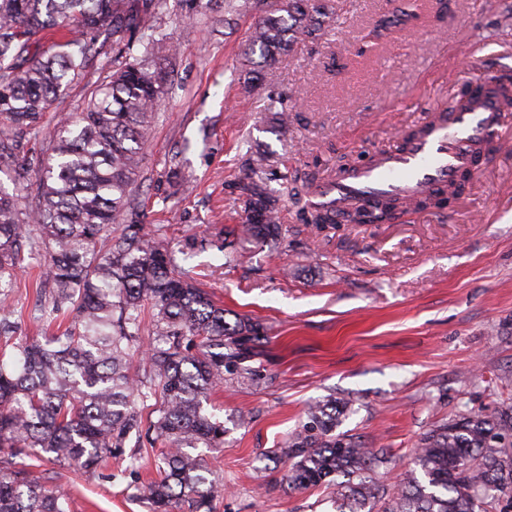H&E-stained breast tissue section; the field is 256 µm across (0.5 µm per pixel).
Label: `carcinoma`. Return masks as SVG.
I'll list each match as a JSON object with an SVG mask.
<instances>
[{
	"label": "carcinoma",
	"mask_w": 512,
	"mask_h": 512,
	"mask_svg": "<svg viewBox=\"0 0 512 512\" xmlns=\"http://www.w3.org/2000/svg\"><path fill=\"white\" fill-rule=\"evenodd\" d=\"M182 0H0V300L17 273L46 249L39 280L50 285L41 320L62 330L19 342L14 313L0 309V448L14 455L42 452L79 470L93 469L135 440L128 467L142 447H160L157 476L148 486L152 512H211L222 491L210 477L200 448L224 447V423L204 403L228 376L255 374L263 328L244 317L226 321L224 308L199 287L187 255L160 241L139 220L132 188L155 112L168 91L178 48L154 24ZM419 0H402L383 16L375 37L418 15ZM329 17L326 3L273 0L252 27L249 48L259 50L255 72L272 69L294 44L313 39ZM66 29L35 53L40 34ZM112 43L106 80L81 108L45 121L53 103ZM267 109L282 128L295 106L271 99ZM34 139L30 156L14 163L17 139ZM269 158L250 159L241 181L246 238L277 245L281 202L289 200L305 224H333L311 202V190L283 176L274 189L259 178ZM38 174L34 200L25 172ZM467 174L441 197L423 196L415 208L441 207L469 187ZM406 210L384 195L372 210L352 216L366 224ZM152 316L158 336L133 367V349ZM160 396L154 420L135 400ZM346 399L310 407L288 441L289 484H336V512H512V407L469 411L423 437L415 467L392 492L370 472L384 464L372 448L334 435ZM0 512H70L68 497L23 467L0 464Z\"/></svg>",
	"instance_id": "obj_1"
}]
</instances>
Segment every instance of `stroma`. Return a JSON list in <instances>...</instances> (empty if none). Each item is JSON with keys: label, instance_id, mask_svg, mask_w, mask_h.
<instances>
[{"label": "stroma", "instance_id": "35a3bbf8", "mask_svg": "<svg viewBox=\"0 0 512 512\" xmlns=\"http://www.w3.org/2000/svg\"><path fill=\"white\" fill-rule=\"evenodd\" d=\"M331 4L320 39L283 56L259 95L244 88L257 12L213 0L207 20L184 9L156 20L179 54L134 187L141 221L162 226L169 246L194 243L202 288L268 336L256 377L232 378L210 396L226 430L223 448L205 454L224 484L213 512H336L335 487L288 486L284 443L311 404L350 400L338 430L384 453L376 477L389 487L434 425L512 406V149L494 151L447 211L319 230L286 201L278 248L238 234L232 198L253 154L269 155L272 174L315 185L395 144L488 67L512 77V0H425L417 19L372 50L364 38L396 0ZM111 68V58L92 61L49 116L74 111ZM271 96L296 104L288 128L267 110ZM174 153L182 186L166 163ZM33 277L20 273L9 301L23 339L46 334L32 316ZM158 454L149 449L136 471L119 457L85 471L6 448L0 461L15 458L65 492L71 512H150L143 488Z\"/></svg>", "mask_w": 512, "mask_h": 512}]
</instances>
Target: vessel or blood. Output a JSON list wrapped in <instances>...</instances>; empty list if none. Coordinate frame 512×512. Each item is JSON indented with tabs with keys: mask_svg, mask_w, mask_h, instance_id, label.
<instances>
[{
	"mask_svg": "<svg viewBox=\"0 0 512 512\" xmlns=\"http://www.w3.org/2000/svg\"><path fill=\"white\" fill-rule=\"evenodd\" d=\"M510 111L512 86L498 74H486L473 98L460 97L431 112L418 124L416 136L322 182L312 200L340 223L346 212L370 207L383 192L408 198L438 193L476 168L481 148L512 145Z\"/></svg>",
	"mask_w": 512,
	"mask_h": 512,
	"instance_id": "1",
	"label": "vessel or blood"
}]
</instances>
